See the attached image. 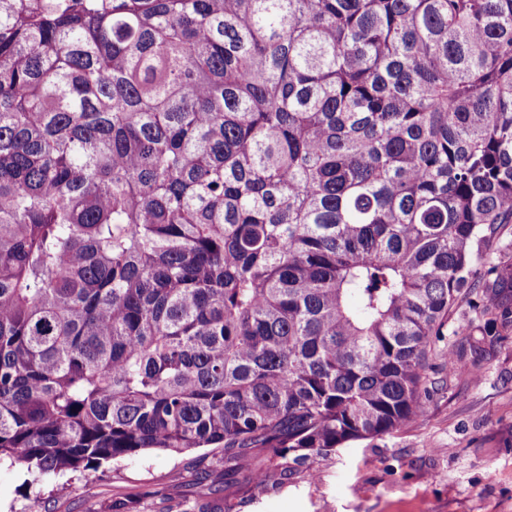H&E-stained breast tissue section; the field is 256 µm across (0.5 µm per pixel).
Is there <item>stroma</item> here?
I'll return each mask as SVG.
<instances>
[{
	"label": "stroma",
	"mask_w": 512,
	"mask_h": 512,
	"mask_svg": "<svg viewBox=\"0 0 512 512\" xmlns=\"http://www.w3.org/2000/svg\"><path fill=\"white\" fill-rule=\"evenodd\" d=\"M450 320L436 343L438 385L424 417L392 434L350 443L257 488L224 470L222 449L140 454L33 484L23 465L0 466V512H512V335L476 373L449 375L443 354L464 337Z\"/></svg>",
	"instance_id": "obj_1"
}]
</instances>
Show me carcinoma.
<instances>
[{
  "instance_id": "obj_1",
  "label": "carcinoma",
  "mask_w": 512,
  "mask_h": 512,
  "mask_svg": "<svg viewBox=\"0 0 512 512\" xmlns=\"http://www.w3.org/2000/svg\"><path fill=\"white\" fill-rule=\"evenodd\" d=\"M509 224L512 0H0V465L409 426Z\"/></svg>"
}]
</instances>
